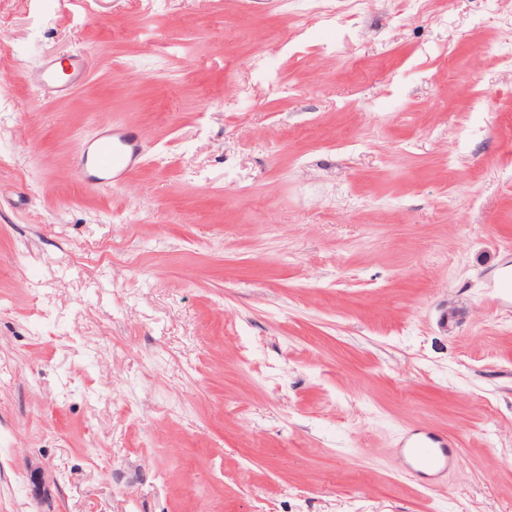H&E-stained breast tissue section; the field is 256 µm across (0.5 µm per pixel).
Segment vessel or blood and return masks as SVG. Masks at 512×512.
<instances>
[{
  "instance_id": "vessel-or-blood-1",
  "label": "vessel or blood",
  "mask_w": 512,
  "mask_h": 512,
  "mask_svg": "<svg viewBox=\"0 0 512 512\" xmlns=\"http://www.w3.org/2000/svg\"><path fill=\"white\" fill-rule=\"evenodd\" d=\"M141 158L139 134L115 125L100 132L94 146L79 144L76 163L90 183H117ZM403 453L412 461L416 475L432 480L447 471L458 454L457 444L447 435L421 429L411 431L402 443Z\"/></svg>"
}]
</instances>
